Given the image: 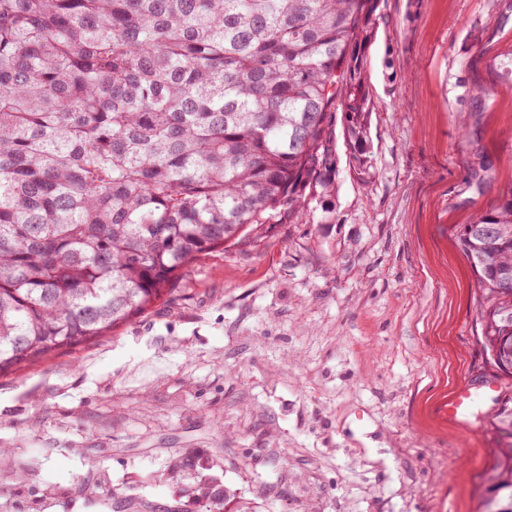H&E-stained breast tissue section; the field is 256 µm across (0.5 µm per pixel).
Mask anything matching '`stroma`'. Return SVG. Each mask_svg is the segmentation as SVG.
I'll return each mask as SVG.
<instances>
[{
    "instance_id": "1",
    "label": "stroma",
    "mask_w": 512,
    "mask_h": 512,
    "mask_svg": "<svg viewBox=\"0 0 512 512\" xmlns=\"http://www.w3.org/2000/svg\"><path fill=\"white\" fill-rule=\"evenodd\" d=\"M499 0H380L367 53L369 173L344 140L328 224H269L213 253L174 301L115 335L0 377V512H112L113 489L198 512L167 479L195 449L262 512H477L499 445L494 400L448 420L463 383L486 385L473 274L459 225L512 191V55ZM484 112L469 115L472 96ZM493 161L465 184L461 114Z\"/></svg>"
}]
</instances>
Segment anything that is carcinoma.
Returning <instances> with one entry per match:
<instances>
[{"label":"carcinoma","instance_id":"carcinoma-1","mask_svg":"<svg viewBox=\"0 0 512 512\" xmlns=\"http://www.w3.org/2000/svg\"><path fill=\"white\" fill-rule=\"evenodd\" d=\"M379 0H0V376L172 300L192 264L267 224H328L341 115L372 160L366 52ZM469 186L492 163L469 141ZM321 204V214L310 207ZM475 340L501 381L507 442L480 512H512V194L457 230ZM213 465L168 466L202 512L227 510Z\"/></svg>","mask_w":512,"mask_h":512}]
</instances>
